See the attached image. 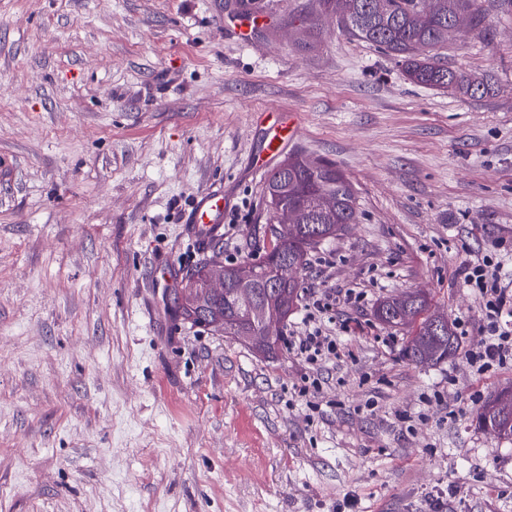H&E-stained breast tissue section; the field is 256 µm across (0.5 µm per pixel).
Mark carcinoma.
I'll list each match as a JSON object with an SVG mask.
<instances>
[{
  "label": "carcinoma",
  "instance_id": "carcinoma-1",
  "mask_svg": "<svg viewBox=\"0 0 512 512\" xmlns=\"http://www.w3.org/2000/svg\"><path fill=\"white\" fill-rule=\"evenodd\" d=\"M326 13L336 15L337 22L351 36L377 47L401 62L407 77L419 84L448 91L462 97L476 98L490 92L488 83L467 77L440 64L426 54L448 41V24L460 15L478 27L491 8L512 13V0H320ZM324 196L336 199V210L316 212L317 201ZM266 205L270 214L280 207H290L302 215V223L315 224L319 238L300 237L271 239L270 249L262 260L242 261L228 266L233 277L243 267L272 279L273 270L288 258L306 268L308 255L324 241L341 235L348 225L356 223V197L351 183L328 160H311L291 155L272 172L266 185ZM302 281L273 288L280 303L271 306L258 297L255 307L260 313L290 316L296 308ZM178 309L184 320L218 330L214 323L224 322V335L236 337L249 332L247 321L239 316L232 297H213L205 288V265L188 273L179 296ZM381 324L405 329L409 339L406 358L418 365L433 366L453 357L459 349L451 320H436L428 297L410 291L393 294L374 310ZM478 427L498 438L512 440V400L487 399L476 414Z\"/></svg>",
  "mask_w": 512,
  "mask_h": 512
}]
</instances>
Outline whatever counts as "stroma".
<instances>
[{
  "label": "stroma",
  "mask_w": 512,
  "mask_h": 512,
  "mask_svg": "<svg viewBox=\"0 0 512 512\" xmlns=\"http://www.w3.org/2000/svg\"><path fill=\"white\" fill-rule=\"evenodd\" d=\"M231 2L0 0V512H512V441L476 422L512 365L468 367L481 311L458 275L500 242L512 275V14L434 48L492 87L464 98L318 0H244L247 43ZM272 108L301 119L288 153L356 193L301 274L302 301L338 298L311 403L288 347L258 356L174 302L203 258L262 259ZM213 186L232 208L199 244L185 216ZM406 290L467 322L461 355L408 361L374 317Z\"/></svg>",
  "instance_id": "stroma-1"
}]
</instances>
